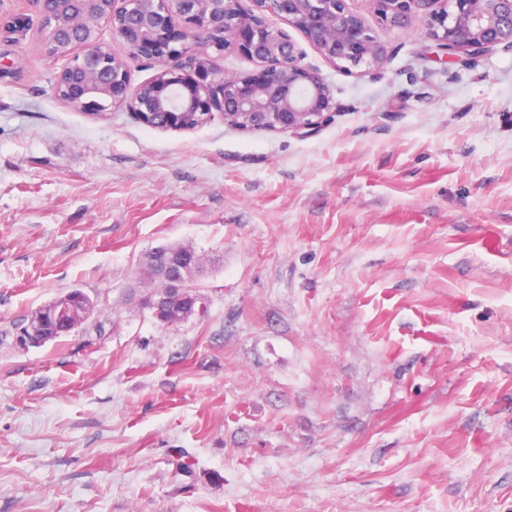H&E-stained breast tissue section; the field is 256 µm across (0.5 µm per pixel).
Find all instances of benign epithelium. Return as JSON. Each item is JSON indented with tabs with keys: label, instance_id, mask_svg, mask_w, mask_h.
<instances>
[{
	"label": "benign epithelium",
	"instance_id": "benign-epithelium-1",
	"mask_svg": "<svg viewBox=\"0 0 512 512\" xmlns=\"http://www.w3.org/2000/svg\"><path fill=\"white\" fill-rule=\"evenodd\" d=\"M40 47L63 61L54 90L60 99L94 117L124 108L145 126L192 130L220 114L224 124L245 131L294 134L316 130L334 108L319 70L301 64L288 33L266 22L284 17L321 55L349 71L378 66L387 56L381 33L406 29L422 19L428 35L450 55H478L512 47V0H370L378 27L347 6V0H30ZM112 31L126 49L120 55L100 40ZM235 46L262 64L253 74L228 73L213 54ZM157 65L149 80L131 86L128 61ZM69 325L85 317L71 290L51 308L35 311L16 342L38 346L45 315Z\"/></svg>",
	"mask_w": 512,
	"mask_h": 512
}]
</instances>
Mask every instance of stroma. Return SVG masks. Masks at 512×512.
<instances>
[{
    "label": "stroma",
    "instance_id": "35a3bbf8",
    "mask_svg": "<svg viewBox=\"0 0 512 512\" xmlns=\"http://www.w3.org/2000/svg\"><path fill=\"white\" fill-rule=\"evenodd\" d=\"M266 20L331 90L313 133L87 116L0 27V512H512V47L417 18L346 72ZM174 243L208 311L163 326L131 288ZM46 313H49L50 317L54 318L56 322L61 321L64 325H69L86 316L81 297L71 290L59 297L50 309L43 307L31 315L27 323L19 329L16 337V342L19 346L23 348L38 346L45 336H49V339L42 344L45 345L47 342L55 341L62 336L70 334L68 328L48 323L44 332L45 336H42L41 330L45 323Z\"/></svg>",
    "mask_w": 512,
    "mask_h": 512
}]
</instances>
